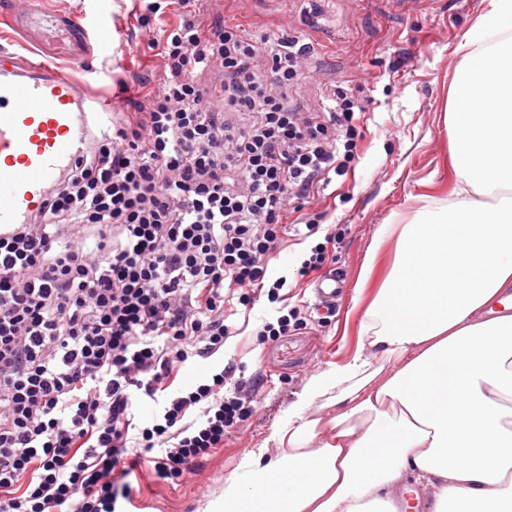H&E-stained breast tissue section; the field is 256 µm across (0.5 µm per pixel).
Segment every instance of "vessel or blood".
I'll return each mask as SVG.
<instances>
[{"mask_svg": "<svg viewBox=\"0 0 512 512\" xmlns=\"http://www.w3.org/2000/svg\"><path fill=\"white\" fill-rule=\"evenodd\" d=\"M112 106L49 65L0 54V230L45 208L85 127L103 125Z\"/></svg>", "mask_w": 512, "mask_h": 512, "instance_id": "1", "label": "vessel or blood"}]
</instances>
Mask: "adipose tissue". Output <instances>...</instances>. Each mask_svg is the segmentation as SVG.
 Masks as SVG:
<instances>
[{
    "instance_id": "adipose-tissue-1",
    "label": "adipose tissue",
    "mask_w": 512,
    "mask_h": 512,
    "mask_svg": "<svg viewBox=\"0 0 512 512\" xmlns=\"http://www.w3.org/2000/svg\"><path fill=\"white\" fill-rule=\"evenodd\" d=\"M496 42H488L489 33ZM448 140L459 190L384 225L391 270L361 350L311 376L204 512H398L410 481L431 512H512V0H490L457 47ZM324 399L329 418L306 409Z\"/></svg>"
}]
</instances>
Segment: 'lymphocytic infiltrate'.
<instances>
[{
  "label": "lymphocytic infiltrate",
  "mask_w": 512,
  "mask_h": 512,
  "mask_svg": "<svg viewBox=\"0 0 512 512\" xmlns=\"http://www.w3.org/2000/svg\"><path fill=\"white\" fill-rule=\"evenodd\" d=\"M209 2L140 0L158 70L89 133L48 211L0 231V512H116L134 449L161 448L173 483L222 448L250 411L234 368L173 383L234 335L238 307L280 301L290 194L355 158L353 98L307 114L290 96L308 45L257 48ZM139 396L163 399L141 428Z\"/></svg>",
  "instance_id": "lymphocytic-infiltrate-1"
}]
</instances>
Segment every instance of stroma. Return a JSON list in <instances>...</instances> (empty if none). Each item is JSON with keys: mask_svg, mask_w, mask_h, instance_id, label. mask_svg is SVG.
I'll use <instances>...</instances> for the list:
<instances>
[{"mask_svg": "<svg viewBox=\"0 0 512 512\" xmlns=\"http://www.w3.org/2000/svg\"><path fill=\"white\" fill-rule=\"evenodd\" d=\"M136 0H0V50L74 72L90 94L121 95L149 75L154 57L148 29L134 17ZM488 0H220L227 24L247 39L288 41L311 47L306 77L292 96L305 111H323L333 91L352 95L365 108L357 124L358 156L348 175L333 176L319 194L291 199L289 219L315 220L335 234L331 259L321 275L343 281L344 293L332 316L322 317L310 283L290 282L289 304L301 305L304 327L273 344H261L256 330L273 311L267 300L239 311L238 333L206 359L189 361L175 385L187 390L237 365L241 377H259L251 411L196 475L176 484L157 482L150 467L134 469L127 481L131 501L117 512H202L206 502L238 472L244 455L276 447L266 440L288 415V405L314 374L343 365L359 349L360 314L350 307L363 261L382 225L407 223L425 205L451 199L455 174L448 152L445 112L449 84L460 57L457 45ZM111 27L114 42L98 41ZM393 243L381 248L376 275L363 294L371 297L387 273Z\"/></svg>", "mask_w": 512, "mask_h": 512, "instance_id": "obj_1", "label": "stroma"}]
</instances>
